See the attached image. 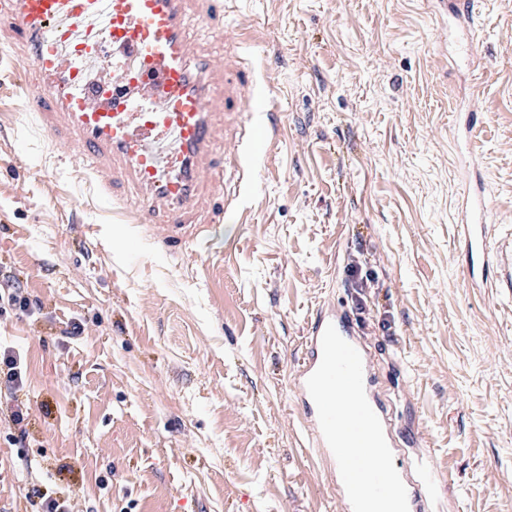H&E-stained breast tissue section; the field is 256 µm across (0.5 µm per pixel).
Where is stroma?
Segmentation results:
<instances>
[{"mask_svg":"<svg viewBox=\"0 0 512 512\" xmlns=\"http://www.w3.org/2000/svg\"><path fill=\"white\" fill-rule=\"evenodd\" d=\"M225 7L192 37L255 68L281 124L228 183L237 211L172 250L34 124L30 61L0 60V265L35 307L0 317L26 367L0 394V512H336L289 372L318 302L355 308L359 264L374 390L433 453L432 512H512V295L467 286L453 227L471 111L486 221L512 229V0H479L470 31L437 0Z\"/></svg>","mask_w":512,"mask_h":512,"instance_id":"stroma-1","label":"stroma"}]
</instances>
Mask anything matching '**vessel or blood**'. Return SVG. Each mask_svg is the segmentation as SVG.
I'll return each instance as SVG.
<instances>
[{"mask_svg": "<svg viewBox=\"0 0 512 512\" xmlns=\"http://www.w3.org/2000/svg\"><path fill=\"white\" fill-rule=\"evenodd\" d=\"M221 12L220 0H0V52L32 64L21 85L25 111L134 223L156 225L166 248L215 212L227 180L254 174L246 153L267 149V131L278 125L245 71L225 78L223 97H213L220 71L194 54L191 26ZM218 110L246 112L250 127L249 143L230 137L220 157ZM479 165L468 152L458 243L472 286L512 290V232L490 233L485 197L472 180ZM362 334L343 305L324 302L310 315L290 371L299 445L333 476L342 512L394 494L404 512H428L439 488L431 454L402 448L373 391Z\"/></svg>", "mask_w": 512, "mask_h": 512, "instance_id": "b4317fda", "label": "vessel or blood"}]
</instances>
